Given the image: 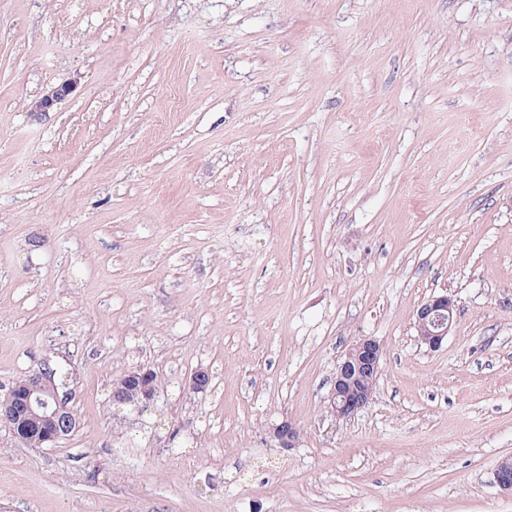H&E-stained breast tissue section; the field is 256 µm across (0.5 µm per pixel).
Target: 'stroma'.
Returning a JSON list of instances; mask_svg holds the SVG:
<instances>
[{"instance_id":"1","label":"stroma","mask_w":512,"mask_h":512,"mask_svg":"<svg viewBox=\"0 0 512 512\" xmlns=\"http://www.w3.org/2000/svg\"><path fill=\"white\" fill-rule=\"evenodd\" d=\"M43 362L0 512H512V0H0V397ZM74 89L75 81L71 79L63 80L51 86L32 103L29 112L40 115L42 114L41 112H51L58 104L68 99ZM455 311L454 302L445 294L432 296L422 302L415 319L420 341L430 349H439L452 328ZM381 355V345L373 338L351 345L333 376L329 409L334 417L347 419L371 403ZM25 380L23 406L20 412L11 410L1 416L0 422L3 421L9 426L29 422L35 428L36 444L52 447L76 428L77 419L66 400L59 396L54 383L53 370L49 367L44 365V367L33 369L27 377L24 376L13 382L10 390L18 387ZM9 392L0 400V415L3 408L11 404L8 399ZM11 429L16 440L35 446L25 441V438L31 435H27L24 429L19 426ZM123 384L114 385L113 403L144 410L157 394V377L150 370L137 369L125 375Z\"/></svg>"}]
</instances>
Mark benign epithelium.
Here are the masks:
<instances>
[{"label": "benign epithelium", "mask_w": 512, "mask_h": 512, "mask_svg": "<svg viewBox=\"0 0 512 512\" xmlns=\"http://www.w3.org/2000/svg\"><path fill=\"white\" fill-rule=\"evenodd\" d=\"M74 89V81L63 80L45 90L32 103L30 111L54 110ZM454 318L455 304L450 297L444 294L428 298L416 311L418 338L431 349L440 348ZM381 355V345L373 338H361L351 345L333 376L329 409L334 417L347 419L371 403ZM156 394L157 377L152 371L139 368L125 375L124 383L114 386L113 403L143 410L154 401ZM22 398L21 410L10 411L0 420L13 426L30 423L35 428L37 445L52 447L76 428L77 419L66 400L59 396L50 368L40 367L27 375ZM271 434L281 448L293 447L298 438L297 429L287 421L272 428Z\"/></svg>", "instance_id": "obj_1"}]
</instances>
